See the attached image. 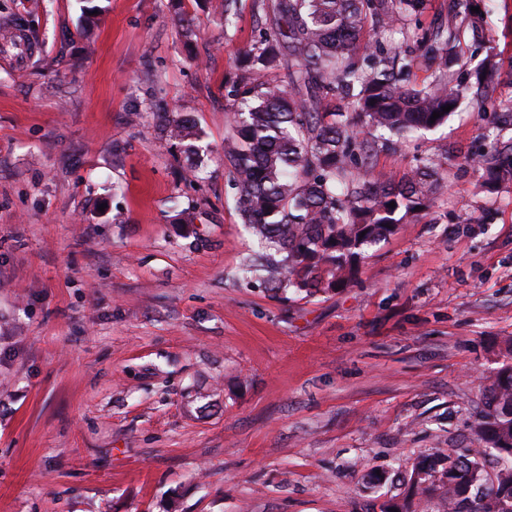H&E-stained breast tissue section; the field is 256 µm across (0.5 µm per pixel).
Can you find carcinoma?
I'll list each match as a JSON object with an SVG mask.
<instances>
[{
    "label": "carcinoma",
    "mask_w": 512,
    "mask_h": 512,
    "mask_svg": "<svg viewBox=\"0 0 512 512\" xmlns=\"http://www.w3.org/2000/svg\"><path fill=\"white\" fill-rule=\"evenodd\" d=\"M453 3L459 24L431 30L420 25L427 0H271L267 32L245 55L224 157L242 223L284 257L262 255L244 273L265 272L272 288H347L363 246L425 211L447 169V150L389 185L373 175L370 158L387 145L386 135L407 138L437 128L460 107L466 86L448 72V62L466 32L479 37V14L471 11L474 0ZM408 18L415 26L405 38L421 47L419 55H390L378 39L365 38L369 28L380 37ZM0 29L10 33L1 50L22 49L15 16L0 17ZM422 63L438 64L434 76L410 83ZM284 66L288 85L268 79ZM473 74L476 94L490 97L499 79L494 56L486 55ZM435 112L440 116L433 121ZM154 115L184 152L198 153L201 132L189 119L170 116L162 102ZM507 123L511 112L503 123L485 126L483 149L468 158L488 193L512 183V139L501 135ZM354 167L365 169L363 180L354 179ZM483 395L478 446L420 468L419 483L442 493L448 512H512V367L497 371ZM490 454L498 460L491 475L483 464Z\"/></svg>",
    "instance_id": "carcinoma-1"
}]
</instances>
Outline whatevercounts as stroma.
<instances>
[{
    "label": "stroma",
    "instance_id": "35a3bbf8",
    "mask_svg": "<svg viewBox=\"0 0 512 512\" xmlns=\"http://www.w3.org/2000/svg\"><path fill=\"white\" fill-rule=\"evenodd\" d=\"M26 2L0 0L33 43L0 52V512H444L416 471L476 446L512 364V184L465 161L477 107L373 154L385 181L448 168L353 286L268 288L224 164L262 0L228 25L183 0L188 39L168 0H94L90 27L81 0ZM480 11L512 107V0ZM155 108L153 114L161 130L168 137L181 144L185 153L197 154L199 151L197 142L201 140L202 135L196 126L188 118L177 116L170 118L171 113L167 106L160 101L155 105Z\"/></svg>",
    "mask_w": 512,
    "mask_h": 512
}]
</instances>
